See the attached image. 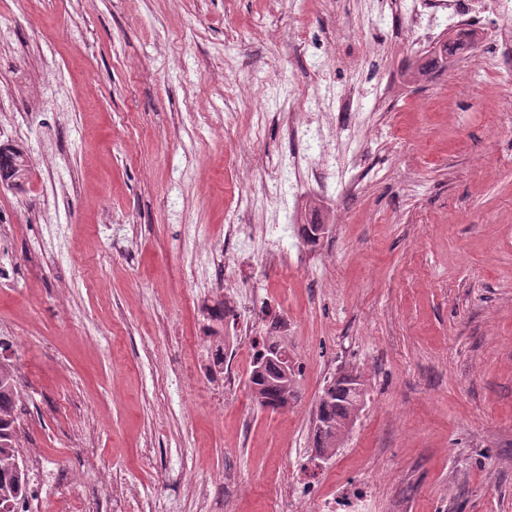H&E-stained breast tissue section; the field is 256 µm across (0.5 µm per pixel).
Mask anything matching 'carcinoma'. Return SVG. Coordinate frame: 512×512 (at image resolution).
I'll return each instance as SVG.
<instances>
[{"label":"carcinoma","instance_id":"carcinoma-1","mask_svg":"<svg viewBox=\"0 0 512 512\" xmlns=\"http://www.w3.org/2000/svg\"><path fill=\"white\" fill-rule=\"evenodd\" d=\"M26 159L23 151L0 145V178L20 184L27 175ZM273 348L288 353V346L282 339L268 337L262 350L253 356L249 383L256 404L277 411L297 401L299 370L293 368L287 376L279 365L261 367L263 352ZM352 378L359 379L361 375L353 372L340 374L323 388L318 399L320 421L326 429L314 430L313 445L322 457L336 453L349 423L361 410L366 391L347 389L346 384ZM19 395L13 365L0 360V512H19L29 493V475L17 468L22 459L20 423L16 418V412L21 409Z\"/></svg>","mask_w":512,"mask_h":512}]
</instances>
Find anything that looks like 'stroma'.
Returning a JSON list of instances; mask_svg holds the SVG:
<instances>
[{
    "label": "stroma",
    "mask_w": 512,
    "mask_h": 512,
    "mask_svg": "<svg viewBox=\"0 0 512 512\" xmlns=\"http://www.w3.org/2000/svg\"><path fill=\"white\" fill-rule=\"evenodd\" d=\"M0 132L46 150L22 187L0 185V239L13 288L0 292V338L29 377L23 444L39 448L34 493L96 498L124 486L125 512H274L285 480L315 482L301 512L372 479L373 512H512V133L483 104L512 105L486 78L457 77L492 55L481 38L429 77L432 54L408 16L384 22L364 0H0ZM305 27L300 45L286 37ZM336 65L361 60L353 111L373 128L361 192L270 194V171L308 154L288 131V97L310 82L321 43ZM265 115L261 134L253 113ZM395 123L401 136L384 143ZM420 182L410 192L411 182ZM264 214L291 212L331 230L309 251L326 273L269 279L262 255L252 316L285 335L301 368L298 400L260 409L242 381L223 405L192 371L186 342L222 303L213 270L188 281L194 251L223 247L239 194ZM45 213L66 253L31 246ZM122 225L112 233L111 225ZM184 224L196 234L184 249ZM361 374L365 406L336 454L314 457L317 400L332 376ZM94 435L93 454L75 445ZM97 512H113L96 498Z\"/></svg>",
    "instance_id": "obj_1"
}]
</instances>
